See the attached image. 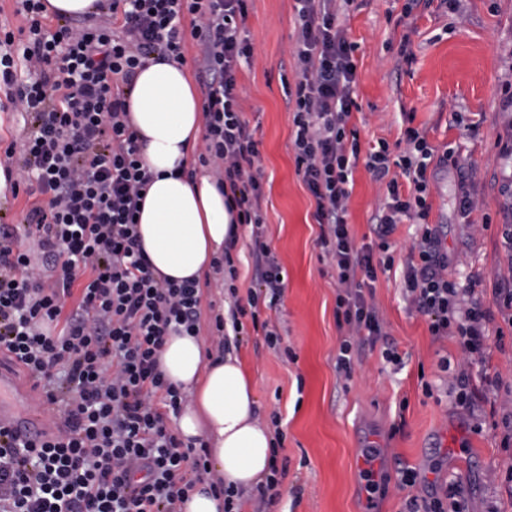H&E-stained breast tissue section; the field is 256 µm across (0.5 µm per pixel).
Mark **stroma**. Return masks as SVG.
I'll return each mask as SVG.
<instances>
[{
	"instance_id": "35a3bbf8",
	"label": "stroma",
	"mask_w": 512,
	"mask_h": 512,
	"mask_svg": "<svg viewBox=\"0 0 512 512\" xmlns=\"http://www.w3.org/2000/svg\"><path fill=\"white\" fill-rule=\"evenodd\" d=\"M247 6L254 63L237 74L240 106L262 141L263 238L287 280L282 302L260 310L280 333V348L253 331L236 350L258 394L260 420L278 419L283 434L278 458L288 471L267 512H403L408 498L425 496L438 479L461 482L469 512H512V484L505 480L512 447L502 442V416L512 411V331L489 337L485 362L472 368L481 394V420L473 422L456 407L439 367L444 358L458 363L457 342L433 340L426 319L403 296L416 224L403 219L389 250L381 251L372 224L386 187L361 165L353 173L347 222L356 247L394 259L391 270L378 272L372 302L403 364L367 348L351 376L337 372L343 340L337 274L319 244L314 200L295 171L284 96L285 83L295 78V2L248 0ZM407 6L408 26L399 22ZM345 24L358 45L360 109L350 126L362 150L381 138L396 143L413 126L436 152L453 154V163L429 169V221L439 225L454 260L449 279L475 287L494 316V332L504 324L495 291L512 289V246L503 238L512 225L506 180L512 158H502L498 147L512 137V112L500 108L501 87L512 81V0H457L452 9L440 0H352ZM406 40L416 59L402 65L398 52ZM464 193L475 204L467 216L458 206ZM360 448L376 449V480L386 484L385 494L366 492ZM404 466L420 472L415 486H401Z\"/></svg>"
}]
</instances>
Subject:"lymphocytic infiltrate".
<instances>
[{
	"label": "lymphocytic infiltrate",
	"instance_id": "f902f5d3",
	"mask_svg": "<svg viewBox=\"0 0 512 512\" xmlns=\"http://www.w3.org/2000/svg\"><path fill=\"white\" fill-rule=\"evenodd\" d=\"M349 2L296 0V79L286 91L296 173L315 201L319 244L337 270L344 339L336 368L351 374L355 356L387 337L363 293L377 279L372 253L355 247L347 223L349 185L362 164L386 183L378 236L387 238L402 218L418 222L405 295L433 339L457 338L462 360L453 390L471 414L470 369L484 357L492 314L475 289L448 279L453 260L428 221L436 154L425 135L409 127L399 154L383 140L365 152L349 127L359 107L356 45L338 21ZM20 5L23 25L0 27V111H20L27 132L0 160L12 195L33 202L22 223L0 224V352L26 371L60 422L36 444L0 428V512H181L209 467L203 446L183 443L167 427L183 397L157 357L166 336L199 335L202 291L196 280L157 277L141 246L137 216L153 175L124 87L151 56L185 64V42L194 41L205 130L198 163L214 172L235 223L253 225L258 279L239 298L233 247L225 245L212 268L228 291V310L215 314L213 329L225 351L250 327L279 345L259 305L276 307L286 283L260 232L259 142L236 92L238 66L253 58L243 31L246 0H108L109 20L67 18L52 29L44 0ZM21 62L29 80L17 76ZM394 167L399 177H391Z\"/></svg>",
	"mask_w": 512,
	"mask_h": 512
}]
</instances>
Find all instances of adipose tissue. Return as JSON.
Returning a JSON list of instances; mask_svg holds the SVG:
<instances>
[{
	"mask_svg": "<svg viewBox=\"0 0 512 512\" xmlns=\"http://www.w3.org/2000/svg\"><path fill=\"white\" fill-rule=\"evenodd\" d=\"M142 154L154 174L138 232L156 271L174 281L202 279L224 249L231 216L207 173L175 175L190 164L202 132V104L185 67L148 62L128 94ZM166 380L189 396L178 420L183 441L204 439L211 469L224 485L251 488L264 482L271 434L257 418L255 388L233 354L207 356L201 337L172 335L160 354Z\"/></svg>",
	"mask_w": 512,
	"mask_h": 512,
	"instance_id": "obj_1",
	"label": "adipose tissue"
}]
</instances>
